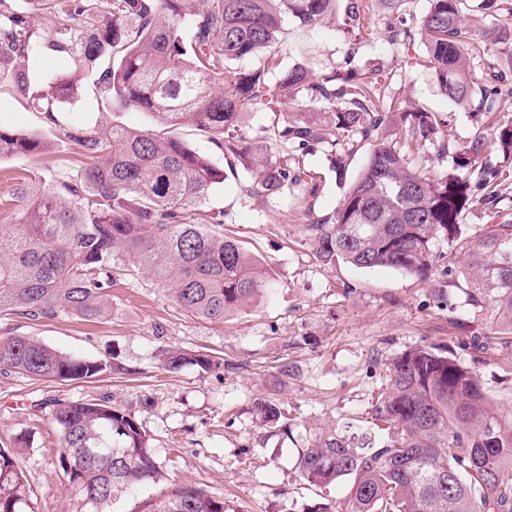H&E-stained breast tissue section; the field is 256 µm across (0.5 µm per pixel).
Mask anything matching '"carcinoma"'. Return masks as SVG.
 I'll return each mask as SVG.
<instances>
[{
    "instance_id": "1",
    "label": "carcinoma",
    "mask_w": 512,
    "mask_h": 512,
    "mask_svg": "<svg viewBox=\"0 0 512 512\" xmlns=\"http://www.w3.org/2000/svg\"><path fill=\"white\" fill-rule=\"evenodd\" d=\"M66 19L41 36L30 15L0 0V75L61 132L88 162L46 179L40 160L48 143L36 134L0 127V159L20 155L26 167L11 178L0 205V314L28 319L71 315L92 322L111 301L122 273L142 270L187 314L220 321L268 290L267 270L240 242L224 235V209L209 205L224 174H250L248 197L278 198L300 188L318 191L296 158L319 147L345 158L369 144L366 164L337 205L309 214L306 231L317 259L358 269L391 268L425 277L440 256L436 242L462 257L472 312L489 318L492 334H512V219L486 227L476 240L462 235L463 217L492 204L503 170L479 163L488 150L512 159V119L495 121L512 66V0H427L418 17L404 0H387V41L420 37L440 91L470 110L476 130L461 146L444 136L448 116L414 107L385 110L391 78L377 60L317 75L301 63L284 66L276 46L286 22L315 26L335 13L337 0H65ZM498 19L466 27L465 15ZM365 27L364 0H348L343 32ZM45 55L69 72L35 78ZM255 58L241 69L236 63ZM488 79H474V62ZM85 82L101 106L93 121L76 124L62 104ZM306 100L325 111L295 112L270 128L290 148L272 158L250 141L241 119L249 106L276 113ZM135 109L153 121L134 129L107 115ZM188 124L220 150L226 168L190 147L174 131ZM430 144L453 155L455 167L428 175L411 153ZM163 367L212 371L224 366L200 352L170 348ZM122 370L108 360L72 357L26 336H0V371L35 380L92 379ZM389 382L373 406L387 430L355 438L335 430L299 453L297 469L311 486L349 481L347 512H512V417L485 395L478 374L452 348L415 346L392 360ZM261 422L278 425L282 412L255 402ZM53 420L61 434L60 466L77 498L94 493L105 512L109 489L160 475L151 436L131 414L109 402H60ZM30 447L19 433L0 448V512H28L31 488L17 465ZM147 512H227L224 500L180 488L148 503Z\"/></svg>"
}]
</instances>
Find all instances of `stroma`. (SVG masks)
I'll return each mask as SVG.
<instances>
[{
  "mask_svg": "<svg viewBox=\"0 0 512 512\" xmlns=\"http://www.w3.org/2000/svg\"><path fill=\"white\" fill-rule=\"evenodd\" d=\"M368 3V24L357 42L343 34L336 18L312 27L288 21L280 60L323 74L339 68L352 52L361 60L380 57L392 76L386 109L414 105L447 114V138L462 144L473 132L467 110L439 91L431 69L420 62L422 43L407 48L386 43V14L378 0ZM0 126L36 132L50 142L42 160L46 175L82 161L72 143L13 95L3 76ZM487 160L508 178L496 206L478 205L466 214L463 230L470 238L496 223L499 214H512V159L493 151ZM302 165L319 185L316 196L297 190L277 199L250 198L242 172L226 175L213 196L227 214L225 233L240 240L270 275L271 294L250 308L221 321L197 319L147 275L134 272L113 287L112 310L97 321L0 317V336H28L78 358L112 357L125 367L121 373L67 381L0 372V438L31 436L17 464L33 491V512L79 508L59 462L63 448L52 411L60 402H111L153 437L160 477L115 489L110 512H141L147 501L181 486L223 498L227 512H311L321 502L346 512L347 485L305 484L296 468L298 452L329 429L377 432L371 410L387 385V366L417 345L452 347L500 410L512 414V345L475 349L464 288L448 286V303L439 306L432 301L431 279L389 268H329L316 258L305 232L306 212L331 211L343 184L329 149L303 157ZM173 346L223 358L224 366L215 372L192 365L166 371L160 354ZM284 364L290 369L286 376L280 372ZM258 398L285 412L290 434L262 425L253 409Z\"/></svg>",
  "mask_w": 512,
  "mask_h": 512,
  "instance_id": "35a3bbf8",
  "label": "stroma"
}]
</instances>
